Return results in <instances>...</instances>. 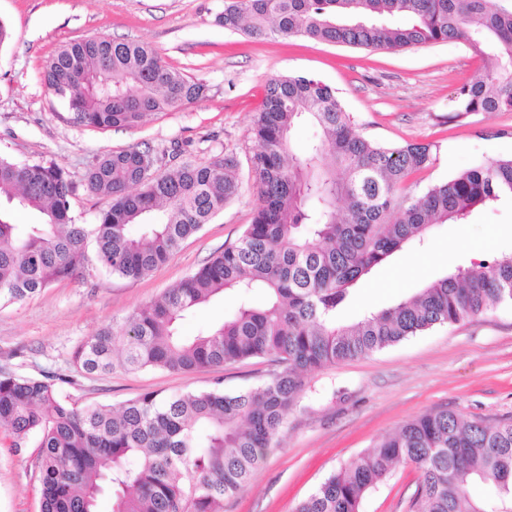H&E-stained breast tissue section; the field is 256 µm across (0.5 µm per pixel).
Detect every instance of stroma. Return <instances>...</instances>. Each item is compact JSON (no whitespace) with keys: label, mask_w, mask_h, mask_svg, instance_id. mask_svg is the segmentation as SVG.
<instances>
[{"label":"stroma","mask_w":512,"mask_h":512,"mask_svg":"<svg viewBox=\"0 0 512 512\" xmlns=\"http://www.w3.org/2000/svg\"><path fill=\"white\" fill-rule=\"evenodd\" d=\"M224 3L0 0V20L12 29L11 41L0 47V154L64 168L71 210L81 222L94 223L108 204L84 180L88 166L106 154L148 146L163 159L178 151L195 163L226 154L239 161V196L145 278L89 268L0 308V364L24 376L44 370L72 376L63 393L77 406L115 405L146 392H198L217 383L235 393L271 371L262 359L179 372L118 366L108 374L82 373L72 364L78 344L175 287L250 223L257 203L250 129L270 79L315 76L336 90L370 139L430 145L431 165L408 180L415 195L475 163L512 156V112H455L458 88L487 65L463 41L387 51L304 36L255 38L216 24ZM88 37L150 43L167 64L206 83L207 95L130 129L73 125L41 74L62 43ZM510 254L511 204L476 210L463 224L434 225L423 244H407L359 282L345 316L390 306L455 267ZM237 306L235 295L217 298L187 317L181 332L197 335ZM304 381L279 447L238 495L225 500L224 512H293L331 473L433 410L447 408L468 420L512 416V306L308 372ZM37 453L36 440L17 452L0 433V512H41ZM419 483L413 466H398L365 496L361 512H410Z\"/></svg>","instance_id":"obj_1"}]
</instances>
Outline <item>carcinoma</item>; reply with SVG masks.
Returning a JSON list of instances; mask_svg holds the SVG:
<instances>
[{
  "instance_id": "obj_1",
  "label": "carcinoma",
  "mask_w": 512,
  "mask_h": 512,
  "mask_svg": "<svg viewBox=\"0 0 512 512\" xmlns=\"http://www.w3.org/2000/svg\"><path fill=\"white\" fill-rule=\"evenodd\" d=\"M215 22L255 37L306 36L355 48L402 50L464 41L491 60L457 92L462 114L512 111V0H226ZM77 126L133 128L156 112L206 97L207 85L163 61L146 43L90 38L61 45L42 71ZM318 135L292 151V135ZM257 190L240 238L176 287L74 352L92 374L115 365L191 371L267 358L283 369L238 393L220 387L119 405L79 408L61 399L69 375L25 377L0 365V429L21 450L38 438L41 512H224L277 446L303 373L368 355L436 325L512 305V254L431 281L389 307L342 320L353 287L434 224L461 223L477 208L512 202V157L464 169L419 196L408 178L432 162L430 145L366 138L336 91L306 75L266 85L251 128ZM148 148L98 159L89 192L108 199L93 224L70 207V183L54 162L0 156V306L72 279L93 262L132 280L149 275L240 193L233 155L156 172ZM36 220L17 224L13 210ZM95 240L88 256L89 239ZM235 312L185 337L179 324L226 292ZM399 465L421 474L411 512H512V418L423 414L340 467L294 512H359L364 495ZM475 481L489 485L469 499Z\"/></svg>"
}]
</instances>
